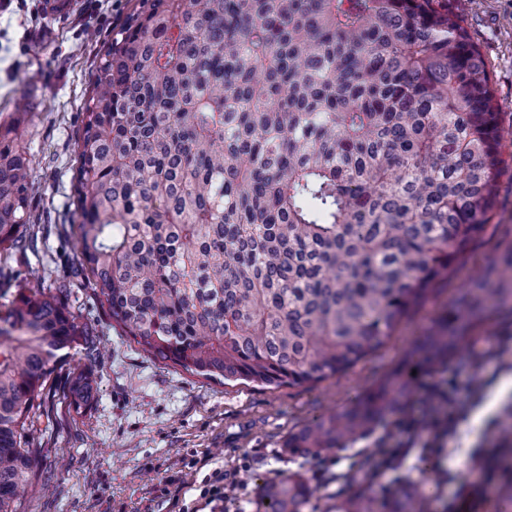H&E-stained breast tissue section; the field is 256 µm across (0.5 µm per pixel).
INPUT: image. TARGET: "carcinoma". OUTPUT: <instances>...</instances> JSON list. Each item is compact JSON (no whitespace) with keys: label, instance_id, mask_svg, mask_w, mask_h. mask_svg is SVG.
I'll list each match as a JSON object with an SVG mask.
<instances>
[{"label":"carcinoma","instance_id":"cac0c4a2","mask_svg":"<svg viewBox=\"0 0 512 512\" xmlns=\"http://www.w3.org/2000/svg\"><path fill=\"white\" fill-rule=\"evenodd\" d=\"M74 173L87 286L143 351L206 380L302 385L381 347L489 223L501 112L450 0H136L96 64ZM25 151L0 131V250L38 252ZM55 281L0 304V512H21L36 399L79 350L88 401L98 337ZM512 310V247L405 364L288 435L338 448L398 409L417 373ZM300 474L256 512H304ZM336 512H419L351 497Z\"/></svg>","mask_w":512,"mask_h":512}]
</instances>
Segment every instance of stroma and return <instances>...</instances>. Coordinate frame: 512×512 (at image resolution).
Masks as SVG:
<instances>
[{
    "label": "stroma",
    "instance_id": "stroma-1",
    "mask_svg": "<svg viewBox=\"0 0 512 512\" xmlns=\"http://www.w3.org/2000/svg\"><path fill=\"white\" fill-rule=\"evenodd\" d=\"M501 105L505 156L512 159V0H461ZM133 7L132 0H69L48 11L43 0H0V128L10 130L32 162L31 208L41 240L38 253L0 252V285L9 295L53 280L71 284L69 303L109 354L94 369L93 396L82 414L65 398L82 355L64 362L39 400L32 436L40 446L30 471L23 512H173L158 481L181 482L224 471L238 497L224 512H255L262 484L299 473L314 494L305 512H336L347 496H416L421 512H512V444L496 437L512 424V353L492 385L474 369L472 350L445 360L448 369L484 385L469 399L457 433L441 450L414 449L400 468L376 479L352 471L369 456L388 426L381 419L341 448L319 455L285 448L289 434L358 401L396 370L415 341L447 315L475 272L512 245V162L498 179L496 207L466 260L432 297L405 318L386 344L346 374L280 388L237 380L218 383L153 358L123 336L77 276L75 218L76 137L92 89L98 53ZM491 451L494 476L483 481L480 450ZM194 456L199 467L182 468Z\"/></svg>",
    "mask_w": 512,
    "mask_h": 512
}]
</instances>
